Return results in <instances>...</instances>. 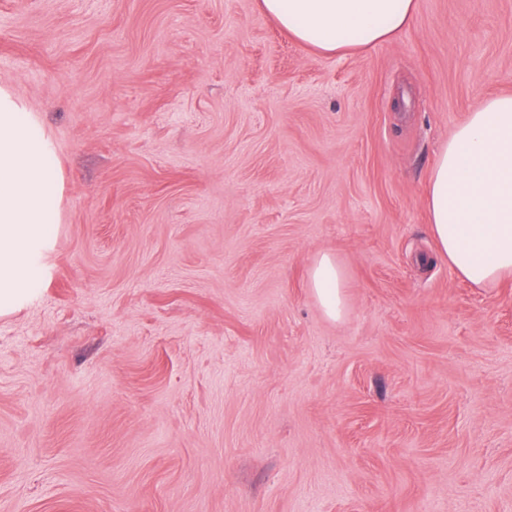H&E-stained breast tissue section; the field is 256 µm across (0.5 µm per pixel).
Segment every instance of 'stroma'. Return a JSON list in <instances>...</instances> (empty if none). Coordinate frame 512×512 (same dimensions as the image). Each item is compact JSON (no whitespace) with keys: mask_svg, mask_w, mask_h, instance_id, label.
Returning <instances> with one entry per match:
<instances>
[{"mask_svg":"<svg viewBox=\"0 0 512 512\" xmlns=\"http://www.w3.org/2000/svg\"><path fill=\"white\" fill-rule=\"evenodd\" d=\"M258 2L0 0L65 185L0 315V512H512V279L455 278L426 206L512 95V0L339 54ZM343 272L332 254H322L308 271V287L321 305L325 316L339 320L345 310Z\"/></svg>","mask_w":512,"mask_h":512,"instance_id":"35a3bbf8","label":"stroma"}]
</instances>
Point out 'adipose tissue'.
Listing matches in <instances>:
<instances>
[{
    "label": "adipose tissue",
    "instance_id": "1",
    "mask_svg": "<svg viewBox=\"0 0 512 512\" xmlns=\"http://www.w3.org/2000/svg\"><path fill=\"white\" fill-rule=\"evenodd\" d=\"M283 31L324 53L371 47L407 27L416 0H260ZM64 185L34 115L0 88V311L34 278L32 253L57 223ZM427 206L438 256L459 279L485 287L512 277V96L476 104L438 151ZM308 286L325 316L345 310L343 272L318 257Z\"/></svg>",
    "mask_w": 512,
    "mask_h": 512
}]
</instances>
